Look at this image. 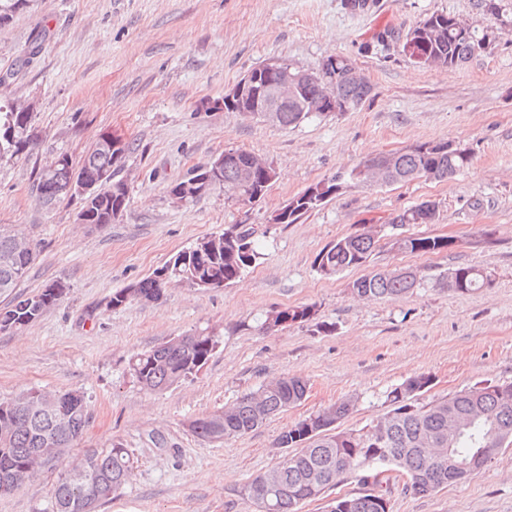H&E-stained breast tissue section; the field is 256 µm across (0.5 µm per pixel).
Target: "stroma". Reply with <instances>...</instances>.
<instances>
[{
    "mask_svg": "<svg viewBox=\"0 0 512 512\" xmlns=\"http://www.w3.org/2000/svg\"><path fill=\"white\" fill-rule=\"evenodd\" d=\"M500 3L508 27L453 68L416 65L402 43L434 13L485 27L480 0H372L360 15L341 0H31L0 25V105L28 103L38 136L27 156L0 160V225L37 245L21 292L57 279L70 287L37 321L0 332V398L34 389L85 394L90 423L70 456L119 442L135 460L130 481L98 512H257L246 486L290 456L277 438L309 414L348 400L336 428L360 429L416 374L432 378L422 404L512 381V0ZM385 30L389 38L377 41ZM331 55L349 58L372 86L355 111L283 128L222 105L268 60L312 67ZM104 135L133 145L121 162L130 196L123 216L99 228L78 223L79 201L42 206L34 185L42 168L62 152L80 159ZM437 140L467 144L469 166L444 181L351 183L297 223L269 221L312 184ZM231 148L273 164L260 201L239 204L216 190L171 202L172 184ZM425 200L438 205L435 222L403 233L448 237L455 247L390 250V218ZM228 224L260 233L261 257L240 281L209 289L176 281L160 301L111 306L114 292ZM365 225L379 239L369 269L416 267L428 276L423 287L359 298L351 284L360 270L318 273L323 248ZM461 264L490 273L491 285L466 294L437 285ZM302 305L316 306L332 331L311 323L260 330L267 313ZM205 328L220 344L199 373L160 392L130 376L134 353ZM293 375L308 383L305 400L258 430L221 442L189 433V420ZM62 471L43 468L0 497V512H48ZM388 498L390 512H512V446L465 481L421 496L397 480Z\"/></svg>",
    "mask_w": 512,
    "mask_h": 512,
    "instance_id": "35a3bbf8",
    "label": "stroma"
}]
</instances>
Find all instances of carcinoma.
<instances>
[{
  "label": "carcinoma",
  "mask_w": 512,
  "mask_h": 512,
  "mask_svg": "<svg viewBox=\"0 0 512 512\" xmlns=\"http://www.w3.org/2000/svg\"><path fill=\"white\" fill-rule=\"evenodd\" d=\"M26 8L21 0H0V25ZM486 38V29L474 28L463 33L455 29L453 17L431 14L416 24L406 35L417 65L456 67L474 57L475 42ZM258 76L253 89L262 108L275 111L276 125L297 126L320 116L305 111V105L323 95L333 84L336 96L352 112L370 96V83L344 56H335V65L324 70L321 66L306 69L307 79L296 93L282 99L275 90L278 76L255 69ZM32 113L9 109L0 111V159L27 154L37 145L30 133ZM132 144L110 136L101 137L81 157L78 164L60 167L56 180L37 178L39 202L51 206L67 199L64 187L71 181L96 183L94 194L82 199L80 213L86 223L104 227L112 223L115 207L127 209L129 190L118 177L119 163L130 152ZM252 152L224 151V186L240 185V169ZM471 160L469 147L457 151L448 142L435 141L412 146L395 153L392 160L391 183L410 182L421 177L446 180L463 170ZM265 173L258 168L251 184L240 191L241 202L251 204L259 199ZM339 194L342 175L309 186L299 196L312 190ZM374 231L363 229L337 239L324 248L318 257L322 262L317 271L324 277L365 266L375 249ZM391 248L409 254H437L451 249L445 237L406 235ZM255 230L247 224H231L224 232L203 238L193 246L173 254L156 272L134 285L112 294L114 307L133 301L161 299L167 279L185 281L199 288H221L236 283L243 273L259 259ZM36 257V246L16 230L0 228V294H11L10 305L0 309V331L7 325L22 328L35 322L48 307L61 301L69 285L58 281L61 290L43 288V300L37 311L28 309L25 296L15 292L26 277ZM425 276L415 281L408 276H389L382 270L364 275L351 284L362 297H402L422 286ZM448 290L469 293L491 283L490 275L471 265L448 269ZM313 322L317 330L327 331L331 325L317 321L313 305L287 307L266 316L261 329L274 332L284 324ZM219 344L214 334L205 330L187 336L182 344L161 343L135 354L130 360V372L136 382L148 391H162L187 379L202 369ZM431 385V377L422 373L409 377L388 393L391 409L361 430L338 431L334 423L346 417L351 404L343 401L325 407L285 428L277 444L293 448L295 453L275 467L256 476L246 487L255 504L268 503L267 512H298V507L326 491L339 478L356 474L363 491L355 496L338 497L329 504V512H388L387 472H394L404 481L407 490L421 495L463 480L461 474L448 469V457L459 464L479 460L486 446L501 435H509L512 444V381L474 385L458 394L419 406L415 397ZM308 385L298 377H282L254 392L241 396L234 404L188 421L189 431L198 438L216 441L253 432L267 420L297 405L306 397ZM41 391H29L16 397L0 399V476L10 478V487L0 496L19 490L48 462L50 449L72 448L82 439L89 425L88 403L84 394L66 390L62 408L49 410L39 404ZM465 419L453 438H448V411ZM83 456L89 472L82 480L69 475L64 467L51 494V500L61 503V512H86L89 499L100 487H106L100 501L112 499L133 474V460L121 443L110 448H88Z\"/></svg>",
  "instance_id": "cac0c4a2"
}]
</instances>
